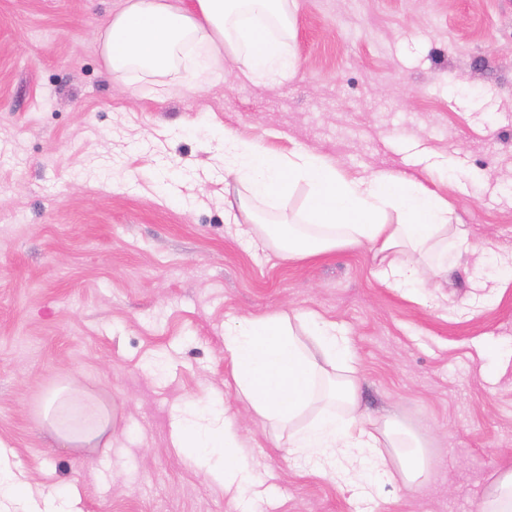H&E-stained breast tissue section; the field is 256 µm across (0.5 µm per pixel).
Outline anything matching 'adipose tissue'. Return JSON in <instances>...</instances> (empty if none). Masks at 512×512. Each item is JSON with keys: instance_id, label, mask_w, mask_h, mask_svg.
I'll return each instance as SVG.
<instances>
[{"instance_id": "adipose-tissue-1", "label": "adipose tissue", "mask_w": 512, "mask_h": 512, "mask_svg": "<svg viewBox=\"0 0 512 512\" xmlns=\"http://www.w3.org/2000/svg\"><path fill=\"white\" fill-rule=\"evenodd\" d=\"M288 0H125L99 34L107 68L118 81L140 72L164 77L176 72L186 51L197 56L198 75L210 61L231 60L253 81L287 79L297 63L288 48ZM224 166L246 189L237 209L280 200L297 183L310 189L297 224H258L255 234L283 258L303 259L336 248L370 246L380 274L393 288L438 287L447 265L434 254L449 240L461 251L473 245L451 224L446 199L414 177L379 171L368 177L340 174L310 150L279 156L255 143L224 134ZM224 351L233 363L234 388L265 422L287 429L291 453L318 459L321 468L350 483L369 462L389 473L383 447L394 448L406 486L424 483L430 469L420 443L402 431L376 436L357 400V384L343 378L325 390L329 366L346 359V340L335 322L313 313L239 318L224 331ZM334 409L301 419L322 399ZM116 413L77 385L65 384L44 400L46 431L76 450L111 447ZM172 442L195 465L227 488L256 491L261 479L242 465L224 462L226 449L241 445L236 418L223 397L210 395L177 407Z\"/></svg>"}]
</instances>
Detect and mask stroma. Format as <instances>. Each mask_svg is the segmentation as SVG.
Here are the masks:
<instances>
[{"label":"stroma","instance_id":"stroma-1","mask_svg":"<svg viewBox=\"0 0 512 512\" xmlns=\"http://www.w3.org/2000/svg\"><path fill=\"white\" fill-rule=\"evenodd\" d=\"M124 0H0V441L35 501L76 512H476L512 465V0H294L299 67L267 84L216 64L196 90L116 82L97 34ZM348 177L421 176L475 248L426 299L368 248L281 259L224 210L223 131ZM314 312L336 322L375 429L426 446L411 489L353 487L277 447L235 392L224 328ZM77 381L118 408L110 449L62 447L44 398ZM223 396L236 460L265 477L235 499L170 442L176 407Z\"/></svg>","mask_w":512,"mask_h":512}]
</instances>
